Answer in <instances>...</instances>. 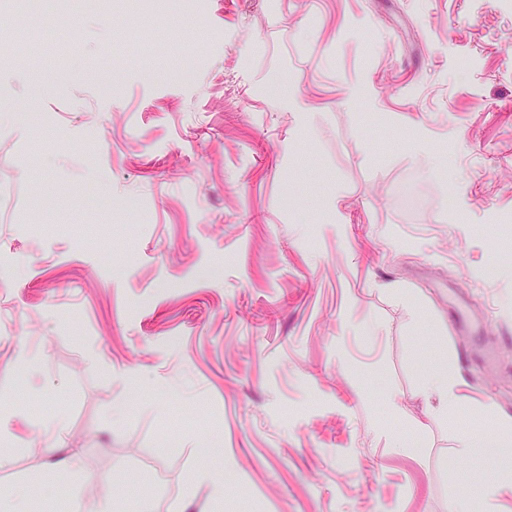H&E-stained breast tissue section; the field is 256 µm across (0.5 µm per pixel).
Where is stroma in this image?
Listing matches in <instances>:
<instances>
[{
	"label": "stroma",
	"instance_id": "stroma-1",
	"mask_svg": "<svg viewBox=\"0 0 512 512\" xmlns=\"http://www.w3.org/2000/svg\"><path fill=\"white\" fill-rule=\"evenodd\" d=\"M17 20L0 494L485 512L497 481L512 512V472L459 452L512 431V0H83L75 28L36 0ZM463 306L480 330L452 325ZM436 362L461 378L445 416L419 394Z\"/></svg>",
	"mask_w": 512,
	"mask_h": 512
}]
</instances>
